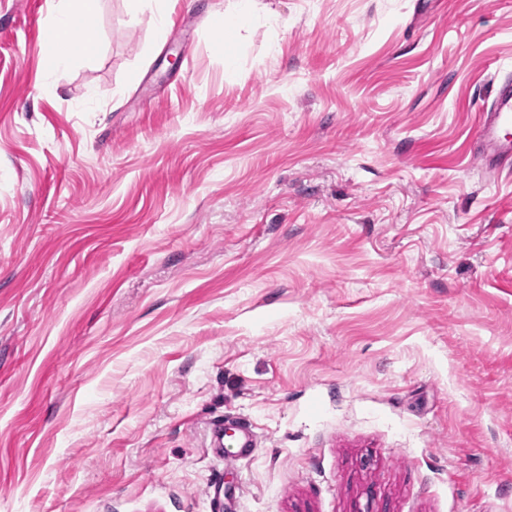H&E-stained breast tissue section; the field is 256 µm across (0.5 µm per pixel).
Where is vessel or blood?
<instances>
[{
    "mask_svg": "<svg viewBox=\"0 0 512 512\" xmlns=\"http://www.w3.org/2000/svg\"><path fill=\"white\" fill-rule=\"evenodd\" d=\"M474 160L482 170L495 172L512 167V73L500 72L492 79V99L475 135ZM211 447L222 455L225 467L250 457L256 436L250 426L216 420L210 426Z\"/></svg>",
    "mask_w": 512,
    "mask_h": 512,
    "instance_id": "b4317fda",
    "label": "vessel or blood"
}]
</instances>
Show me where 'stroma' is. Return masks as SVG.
<instances>
[{"instance_id": "stroma-1", "label": "stroma", "mask_w": 512, "mask_h": 512, "mask_svg": "<svg viewBox=\"0 0 512 512\" xmlns=\"http://www.w3.org/2000/svg\"><path fill=\"white\" fill-rule=\"evenodd\" d=\"M199 2L0 0V512H512V0ZM98 2V0H59L53 23L49 27L52 45L48 61L50 70H56L78 59L94 55L95 46L92 43L88 48L74 52L69 51L67 45L75 25L81 23L84 28H87L93 24ZM236 8L231 14V20H227V16L220 15L216 19L215 25L220 29H225L232 34H239L242 30L247 29L251 24L255 10L258 6L255 0H238ZM473 158L482 170L503 171L512 163V73L492 79V99L475 135ZM210 435V448L216 454L224 456L225 469L234 467L239 461L250 457L257 447L256 436L251 427L229 419L213 421L210 426ZM227 442L233 448L230 452H224Z\"/></svg>"}]
</instances>
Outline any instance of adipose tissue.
I'll list each match as a JSON object with an SVG mask.
<instances>
[{
    "label": "adipose tissue",
    "instance_id": "obj_1",
    "mask_svg": "<svg viewBox=\"0 0 512 512\" xmlns=\"http://www.w3.org/2000/svg\"><path fill=\"white\" fill-rule=\"evenodd\" d=\"M98 9V0H59L54 20L49 28L52 52L48 67L55 70L81 59L93 56L94 48L81 51H69L67 45L72 37L75 25L91 26Z\"/></svg>",
    "mask_w": 512,
    "mask_h": 512
}]
</instances>
